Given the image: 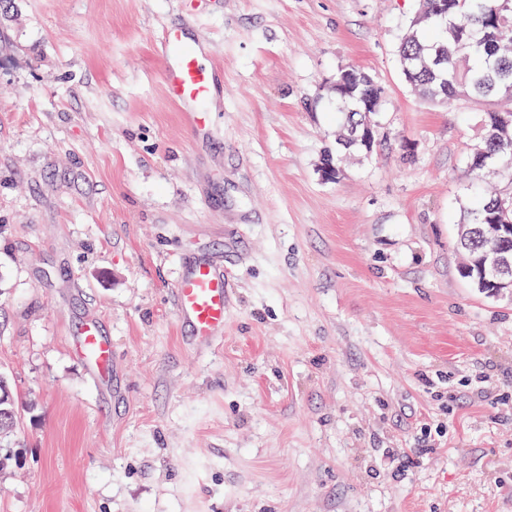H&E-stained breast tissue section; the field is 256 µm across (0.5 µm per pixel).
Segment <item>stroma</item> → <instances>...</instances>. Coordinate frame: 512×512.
<instances>
[{
	"label": "stroma",
	"instance_id": "35a3bbf8",
	"mask_svg": "<svg viewBox=\"0 0 512 512\" xmlns=\"http://www.w3.org/2000/svg\"><path fill=\"white\" fill-rule=\"evenodd\" d=\"M419 0H0V512H512V300L456 247L485 102L413 92ZM212 44L204 135L161 35ZM385 90L325 181L342 67ZM223 262L224 335L176 279ZM112 341L95 384L74 341ZM362 112L365 115V121L356 137L358 144L363 148L366 154H370L375 144L374 130L377 131L379 124L374 121V116L378 114L377 102L373 99L364 98L362 101ZM376 127L374 128V125ZM3 391L7 393L6 397L0 401V440L2 435L13 432L19 423V405L18 401L14 398L7 381L0 373V395Z\"/></svg>",
	"mask_w": 512,
	"mask_h": 512
}]
</instances>
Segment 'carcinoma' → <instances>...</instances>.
<instances>
[{
  "mask_svg": "<svg viewBox=\"0 0 512 512\" xmlns=\"http://www.w3.org/2000/svg\"><path fill=\"white\" fill-rule=\"evenodd\" d=\"M406 63L412 58L423 65L413 81L414 89L431 94L447 105L460 96L487 98L503 92L512 82V0H423L417 22L399 46ZM359 85L349 94L336 97V111L343 115L342 132L357 126L361 111ZM512 165V112L485 113L479 141L466 157L471 174L480 177L491 166ZM512 198L509 194L476 196L468 209L469 220L460 237L465 261L480 273L479 258L484 225L496 217L493 201ZM0 436L13 432L19 423V405L7 381L0 376Z\"/></svg>",
  "mask_w": 512,
  "mask_h": 512,
  "instance_id": "obj_1",
  "label": "carcinoma"
}]
</instances>
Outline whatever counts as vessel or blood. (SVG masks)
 <instances>
[{"instance_id": "1", "label": "vessel or blood", "mask_w": 512, "mask_h": 512, "mask_svg": "<svg viewBox=\"0 0 512 512\" xmlns=\"http://www.w3.org/2000/svg\"><path fill=\"white\" fill-rule=\"evenodd\" d=\"M162 72L170 97L179 105L191 128L205 132L211 105L221 91L217 70L205 66L207 44L188 38L183 30H167L161 38ZM173 293L181 321L198 342L211 343L224 331L227 282L222 266L210 259L196 261L175 283ZM77 352L94 373L96 383L112 371V342L102 336L96 320L87 321L77 341Z\"/></svg>"}]
</instances>
